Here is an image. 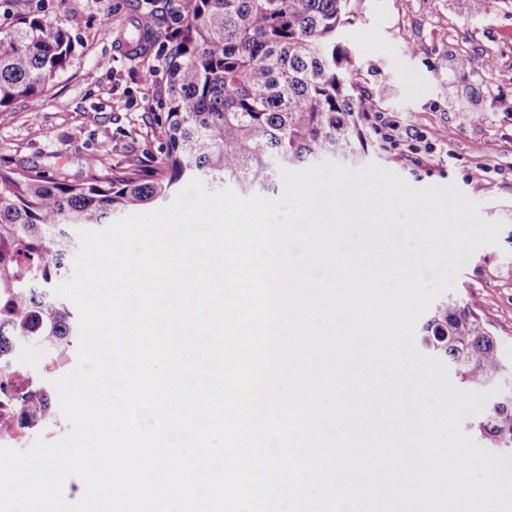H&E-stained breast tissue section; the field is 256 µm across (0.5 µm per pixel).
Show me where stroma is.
<instances>
[{
	"instance_id": "35a3bbf8",
	"label": "stroma",
	"mask_w": 512,
	"mask_h": 512,
	"mask_svg": "<svg viewBox=\"0 0 512 512\" xmlns=\"http://www.w3.org/2000/svg\"><path fill=\"white\" fill-rule=\"evenodd\" d=\"M177 0H43L48 16L63 15L77 39L68 70L38 104L17 102L0 112V165L24 164L72 181L95 158L102 175L150 164L162 143L152 130L164 112L167 51L155 44L124 55L119 35L133 16L157 32L175 23ZM354 94L374 100L361 118L367 161L416 188L456 185L480 203L488 220L504 221L498 244L479 248L460 272L455 297L477 298L480 315L512 356V0H354L342 30ZM494 57L485 72L481 62ZM465 103L448 109V88ZM482 119L470 123L468 112ZM407 128L411 145L384 139L386 124Z\"/></svg>"
}]
</instances>
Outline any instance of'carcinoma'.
I'll return each mask as SVG.
<instances>
[{
	"label": "carcinoma",
	"instance_id": "cac0c4a2",
	"mask_svg": "<svg viewBox=\"0 0 512 512\" xmlns=\"http://www.w3.org/2000/svg\"><path fill=\"white\" fill-rule=\"evenodd\" d=\"M350 13L351 0H194L169 40L156 166L102 176L90 158L78 183L22 164L0 167V290L9 289L0 295V361L19 344L50 358L70 350L77 322L54 288L71 275L76 230L165 201L195 177L263 195L277 190L282 167L357 162L364 106L338 41ZM0 19V111L36 104L69 67L74 38L62 16L32 0H0ZM478 310L450 295L418 336L463 390L486 391L509 369ZM40 389L19 405L28 432L56 416ZM468 422L485 449L512 452V398L488 401Z\"/></svg>",
	"mask_w": 512,
	"mask_h": 512
}]
</instances>
